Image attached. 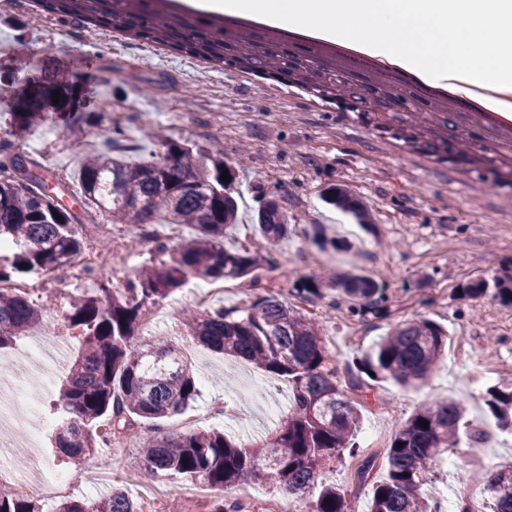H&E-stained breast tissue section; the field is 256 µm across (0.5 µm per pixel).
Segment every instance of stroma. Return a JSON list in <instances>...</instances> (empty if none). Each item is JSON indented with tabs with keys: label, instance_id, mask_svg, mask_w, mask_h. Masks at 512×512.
I'll return each instance as SVG.
<instances>
[{
	"label": "stroma",
	"instance_id": "1",
	"mask_svg": "<svg viewBox=\"0 0 512 512\" xmlns=\"http://www.w3.org/2000/svg\"><path fill=\"white\" fill-rule=\"evenodd\" d=\"M9 2L8 10H0V44L8 47L0 52V132L8 129L27 78L46 70L78 85L88 111L104 113L119 125L126 159L148 160L159 152V144L146 136L153 129L223 153L238 172L241 192L238 222L226 246H252V215L261 204L260 194H277L288 217V237L259 269L257 280L225 283L220 298L225 306L248 305L271 295L296 303L294 283L310 276L327 283L348 271L371 276L386 289L388 318L354 315L350 301L336 291L302 304L315 318L341 378L349 363L369 352L396 322L428 318L447 330L448 346L425 385L404 389L382 382L368 395L363 426L386 423L374 451L376 477H384L390 439L412 412L448 397L461 401L468 416L462 443L453 450L458 475L447 477L440 458L433 468L436 482L450 483L463 501L470 484L487 477L476 454L512 459V435L499 432L490 439L483 430L489 420L487 388L512 383V306L488 297L466 304L454 294L458 284L493 278L512 264V188L486 171L463 173L458 163L422 164L347 114L311 107L286 88L242 80L232 65L203 69L186 57L156 54L145 43L113 42L109 31L90 28L78 16L32 13L27 0ZM21 149L66 176L74 174L81 160L48 125L32 132ZM335 184L360 201L372 231H365L352 214L325 205L322 194ZM320 226L328 236L350 242L351 251L319 248L314 238ZM133 230V225L93 214L77 232L99 255L95 272L73 260L34 276L38 291L31 300L47 305L45 323L55 324L66 342L28 334L0 351L5 387L24 388L28 397L49 406L66 377L68 357L80 345L77 330L65 319L73 298L95 294L104 279L112 287H124L143 264L156 260V241L176 242L168 226L160 224L155 241L117 261L116 250ZM165 304L167 318L156 334L195 368L199 394L189 412L198 416V428L235 438L264 435L271 428L264 404L276 398L291 401L287 381L273 383L252 364L225 359L184 336L181 315L193 307L184 291ZM36 343L42 347L41 358L19 368ZM0 431L18 432L16 459L39 485L59 471L86 478L107 462L124 470L135 451L134 443L125 441L114 444L111 453L67 464L49 442L34 444L16 418H5Z\"/></svg>",
	"mask_w": 512,
	"mask_h": 512
}]
</instances>
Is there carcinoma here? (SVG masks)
Listing matches in <instances>:
<instances>
[{
  "label": "carcinoma",
  "mask_w": 512,
  "mask_h": 512,
  "mask_svg": "<svg viewBox=\"0 0 512 512\" xmlns=\"http://www.w3.org/2000/svg\"><path fill=\"white\" fill-rule=\"evenodd\" d=\"M31 87V102L13 113L10 138L22 142L50 123L58 139L74 149L86 137L118 144L110 133L122 131L103 128L104 116L98 112L80 111L81 95L74 86L44 74L31 79ZM54 90L60 93L56 104ZM147 137L163 147L161 158L132 164L103 148L84 155L74 180L61 178L62 189L51 194L44 179L29 170L38 166L34 159L18 152L0 159V245H5L0 283L50 271L81 252L76 231L81 220L63 201L68 193L107 214L114 224L194 228L176 248L160 246L165 259L128 280L124 292L117 295L103 282L97 294L71 305L67 319L80 329L82 345L53 400L55 447L79 462L128 437L139 442L133 465L147 476L199 480L218 490L267 479L283 496L304 503L308 512H351L348 487L320 481L324 465L347 454L360 455L356 439L371 383L424 384L448 342L447 332L426 318L400 321L371 353L355 361L342 382L317 323L286 300L264 296L244 307L193 312L183 327L194 341L287 380L292 405L275 432L257 445L215 430L162 431V421L184 413L195 401L197 379L187 358L161 340L145 341L137 334L145 306L163 302L191 280L257 278L262 263L270 262L276 246L288 237V218L277 201L268 200L255 217L261 244L254 249L225 247L236 218V169L193 143L153 131ZM224 170L227 183L220 180ZM324 201L361 217L355 202L336 186L324 192ZM294 290L307 302L325 298L327 290L339 291L359 304L353 308L358 315L382 318L388 312L385 288L365 274L329 283L308 277L298 280ZM488 295L512 305V268L491 280L460 285L455 298L471 303ZM46 312L45 306L0 288V349L41 327ZM487 394L498 428L512 433V384L491 386ZM465 417L466 408L452 399L418 409L391 440L385 476L373 483L368 512H440L421 486L437 457L457 447ZM422 421L428 425L421 426ZM375 465L373 455L359 459L358 484L366 483ZM485 488L490 512H512V464L491 469ZM0 512H38V507L22 498H0ZM57 512L139 508L115 485L107 496L68 497ZM210 512L251 510L239 499L217 496Z\"/></svg>",
  "instance_id": "cac0c4a2"
}]
</instances>
